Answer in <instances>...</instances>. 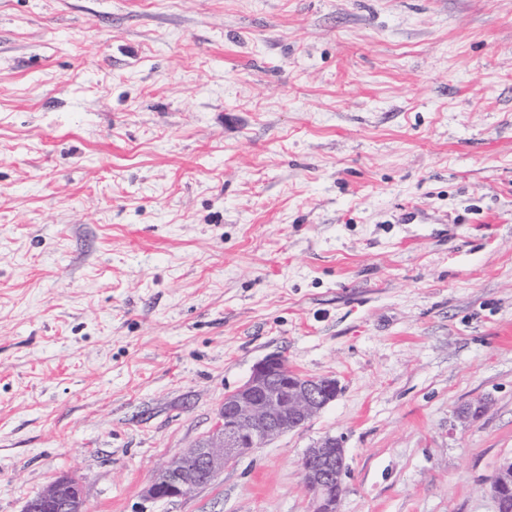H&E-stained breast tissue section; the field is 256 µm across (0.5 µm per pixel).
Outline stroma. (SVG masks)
Returning <instances> with one entry per match:
<instances>
[{"instance_id":"obj_1","label":"stroma","mask_w":512,"mask_h":512,"mask_svg":"<svg viewBox=\"0 0 512 512\" xmlns=\"http://www.w3.org/2000/svg\"><path fill=\"white\" fill-rule=\"evenodd\" d=\"M272 354L336 400L147 498ZM328 435L340 512H497L512 0H0V512H310ZM346 467V449L340 438L325 436L307 448L301 475L310 497L311 512H339ZM59 485H69L72 489V495L68 499H61L57 493ZM55 507L61 512H89L90 507L83 495L82 488L73 482L70 478L62 477L54 485L48 486L41 491L40 495L29 500L23 509V512H47L48 508Z\"/></svg>"}]
</instances>
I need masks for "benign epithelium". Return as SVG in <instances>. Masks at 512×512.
<instances>
[{
  "instance_id": "benign-epithelium-1",
  "label": "benign epithelium",
  "mask_w": 512,
  "mask_h": 512,
  "mask_svg": "<svg viewBox=\"0 0 512 512\" xmlns=\"http://www.w3.org/2000/svg\"><path fill=\"white\" fill-rule=\"evenodd\" d=\"M338 394L333 378L295 371L278 354L263 358L240 387L224 395V406L207 438L174 456L155 474L148 496L155 500L184 496L201 486L188 461L200 462L213 480L242 454L301 428ZM346 467V449L335 436H326L306 450L301 475L311 512H339ZM490 493L498 512H512V459L497 467ZM51 507L60 512H90L82 488L68 477L29 500L23 512H47Z\"/></svg>"
}]
</instances>
